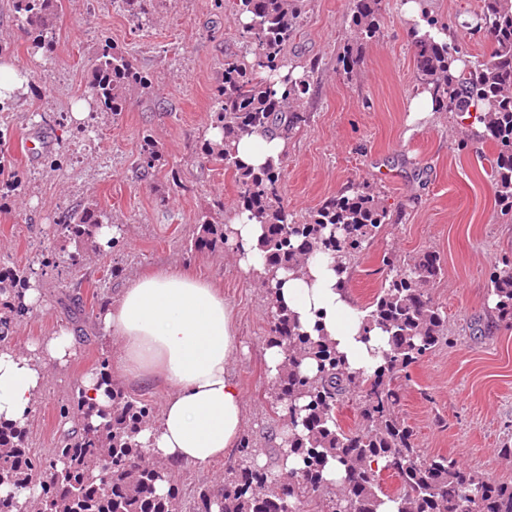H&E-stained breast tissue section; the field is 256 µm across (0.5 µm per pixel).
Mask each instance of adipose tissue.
Here are the masks:
<instances>
[{"label": "adipose tissue", "instance_id": "ef3b65f1", "mask_svg": "<svg viewBox=\"0 0 512 512\" xmlns=\"http://www.w3.org/2000/svg\"><path fill=\"white\" fill-rule=\"evenodd\" d=\"M234 147L244 165L258 169L284 161L289 143L255 133ZM224 231L238 246L241 270L270 283L275 305L290 310L302 330L322 326L349 371L371 374L380 367L387 337L377 328L365 330L366 313L330 257H313L291 276L273 274L258 248L261 225L234 212ZM98 322L122 343L119 375L168 390L159 422L139 436L153 458L203 467L238 445L244 399L230 369L238 343L232 310L216 288L187 272L161 270L131 280L101 310ZM75 352V335L64 329L35 340L24 353L0 349V419L24 421L47 367L64 365Z\"/></svg>", "mask_w": 512, "mask_h": 512}]
</instances>
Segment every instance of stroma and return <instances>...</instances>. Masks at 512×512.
Listing matches in <instances>:
<instances>
[{
    "mask_svg": "<svg viewBox=\"0 0 512 512\" xmlns=\"http://www.w3.org/2000/svg\"><path fill=\"white\" fill-rule=\"evenodd\" d=\"M477 0H425L438 25L466 37L473 54L491 51L485 35L462 21ZM136 19L112 0H64L60 35L47 55L30 53V38L0 0V59L24 71V94L0 112V146L19 173V186L0 195V273L46 257L78 255L73 286L37 278L41 305L21 321L0 326V346L25 350L37 337L75 331L77 349L62 368H48L39 399L24 421L35 451L55 445L59 409L82 377L114 364L121 344L100 328V310L132 279L175 268L211 281L232 307L239 349L231 362L245 403L244 431L264 457L276 455L287 418L271 414L264 398V361L271 326L266 290L240 270L231 247L198 249V217L217 205L232 209L238 186L217 164H202L214 109L212 90L224 59L244 54L246 40L232 7L213 0H151ZM380 31L356 64L337 62L354 37L347 0H307L299 33L288 49L292 66L314 68L304 109L310 115L290 140L280 193L290 219L302 221L327 197L361 183L400 215L385 225L351 266L347 283L367 308L386 272L380 258L430 251L444 273L431 288L448 316L452 343L411 369L398 413L413 427L424 455L444 454L468 470L512 483V459L498 456L512 423V324L498 319L488 299L492 260L512 255V218L505 216L476 154H460L467 123L437 112L416 130L406 124L417 91L410 27L401 0H382ZM128 53L148 88L130 90L124 112H73L87 94L88 64L102 40ZM163 158L151 177L137 159L143 135ZM46 136L49 168L28 158L27 136ZM97 204L122 229L118 246L76 247L58 232L63 215Z\"/></svg>",
    "mask_w": 512,
    "mask_h": 512,
    "instance_id": "obj_1",
    "label": "stroma"
}]
</instances>
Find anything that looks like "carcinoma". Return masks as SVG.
Listing matches in <instances>:
<instances>
[{
	"label": "carcinoma",
	"mask_w": 512,
	"mask_h": 512,
	"mask_svg": "<svg viewBox=\"0 0 512 512\" xmlns=\"http://www.w3.org/2000/svg\"><path fill=\"white\" fill-rule=\"evenodd\" d=\"M138 18L147 15L151 0H113ZM473 13V32H485L493 49L487 56L472 54L467 44L454 36L437 42L413 37L418 85L429 90L440 112L466 115L485 125L479 141L493 154L483 155L486 173L504 212L512 214V0H479ZM15 12L30 35L29 49L48 52L57 40L63 0H13ZM239 15L249 19L244 30L246 55L224 59V74L215 87L213 126L224 141H209L204 159L224 163L239 184L238 211L263 226L259 249L268 268L277 272L299 267L312 252L333 255L340 271L365 250L369 240L386 224H395L393 214L363 184H353L326 199L303 222L288 220L280 198L283 166L252 170L242 165L231 149L232 142L257 132L271 131L292 138L309 120L303 109L313 82L314 70L300 78L281 75L288 66V44L305 13L306 0H232ZM381 0H349L350 27L355 40L344 45L338 62L346 70L355 64L359 43L379 31L377 15ZM88 95L93 107L114 115L122 112L132 84L148 86V79L110 41L101 43L91 60ZM282 92L273 89L275 83ZM161 151L145 135L140 149V170L149 175ZM108 220L97 208L82 207L64 215L61 233L78 244L97 242ZM227 239L224 225L204 218L194 245L216 249ZM388 278L370 304L366 329H381L388 336L389 351L372 375L352 373L334 346L322 337L300 331L286 309L272 312L269 342L284 346L286 357L272 381V407L283 406L302 426L288 438V452L300 463L285 491L272 478L269 468L254 462L257 450L245 436L238 445V463L224 472L216 488L197 489L188 512H284L290 507L303 512L313 499L321 512H376L381 495L400 502V512H512V483L486 479L461 468L445 455L424 457L415 443L413 429L400 419L395 408L410 368L427 353L450 343L448 315L433 301L429 287L440 279V258L424 252L409 260L391 253L382 256ZM41 271L51 269L72 274L74 257L43 260ZM38 274L33 267L0 274V314L3 322L21 320L28 313L22 292ZM490 297L497 316L512 321V256L491 262L488 272ZM305 357L318 362L319 374H304L299 363ZM109 405L101 408L74 394L59 410L61 433L54 448L40 454L29 448L26 427L0 420V512H16L20 492L38 488V505L51 512H171L173 495H162L157 486L175 481L173 465L151 457L138 441L140 431L152 424L153 407L131 396L99 372ZM358 401L359 421L343 428L336 411L347 399ZM74 415L85 417L78 429H67ZM99 417L97 424L92 417ZM112 459L105 479L96 483L103 458ZM348 473L349 490H335L324 482L328 459ZM393 470L399 487L384 493L380 473Z\"/></svg>",
	"instance_id": "cac0c4a2"
}]
</instances>
